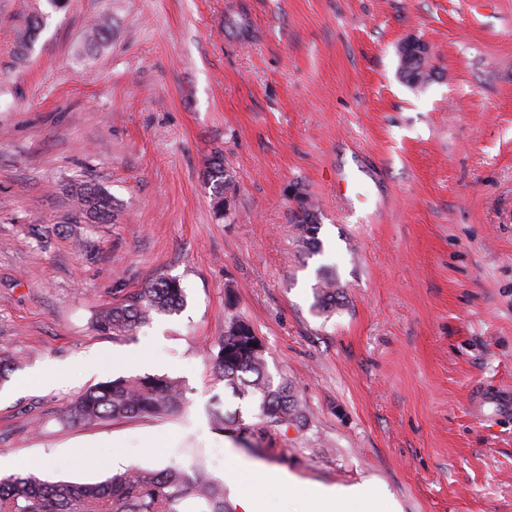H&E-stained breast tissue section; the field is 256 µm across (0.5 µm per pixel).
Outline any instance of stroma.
<instances>
[{
    "label": "stroma",
    "mask_w": 512,
    "mask_h": 512,
    "mask_svg": "<svg viewBox=\"0 0 512 512\" xmlns=\"http://www.w3.org/2000/svg\"><path fill=\"white\" fill-rule=\"evenodd\" d=\"M407 40L439 72L418 89L399 73ZM215 156L238 187L223 216ZM87 179L111 223H75L66 187ZM296 187L318 246L290 221ZM325 271L343 290L329 313L313 307ZM163 277L180 311L133 336L97 327ZM232 315L309 426L260 427L257 402L226 398L244 442L212 431ZM135 348L144 373L182 381L187 411L64 424ZM1 351L25 363L0 397L4 475L99 482L199 451L221 479L266 480L253 512H300L273 468L377 479L400 512H512V412L471 408L476 387L512 391V0H0Z\"/></svg>",
    "instance_id": "1"
}]
</instances>
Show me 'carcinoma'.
<instances>
[{
    "label": "carcinoma",
    "mask_w": 512,
    "mask_h": 512,
    "mask_svg": "<svg viewBox=\"0 0 512 512\" xmlns=\"http://www.w3.org/2000/svg\"><path fill=\"white\" fill-rule=\"evenodd\" d=\"M37 13L26 21L18 51L24 52L45 24ZM402 78L412 87L424 86L435 67L429 57L409 58ZM208 180L213 182L214 208L224 212V199L237 193V185L224 168L223 159L208 163ZM75 222L107 224L112 220V198L90 180L69 189ZM298 207L291 210V221L306 242L314 240L316 205L303 192L296 195ZM339 285L333 276L324 277L314 289L318 311L335 309ZM184 288L177 278H161L117 306L102 310L99 324L119 336H132L152 316L178 311L184 304ZM213 372L233 397L258 402L257 417L262 424L304 425L308 413L286 383L274 384L266 370L265 346L252 326L238 316L227 322L224 336L216 343ZM22 366L8 355L0 356V387ZM185 402L181 383L159 375L120 376L99 382L71 401L61 417L68 424H91L146 416L164 417L181 410ZM213 429L245 430L242 414L211 412ZM0 512H232L224 495V482L214 478L202 457L190 469L170 465L150 470L133 465L100 482H49L28 472L0 475Z\"/></svg>",
    "instance_id": "carcinoma-1"
}]
</instances>
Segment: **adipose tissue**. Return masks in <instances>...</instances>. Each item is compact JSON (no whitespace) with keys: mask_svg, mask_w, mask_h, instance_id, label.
Wrapping results in <instances>:
<instances>
[{"mask_svg":"<svg viewBox=\"0 0 512 512\" xmlns=\"http://www.w3.org/2000/svg\"><path fill=\"white\" fill-rule=\"evenodd\" d=\"M276 480L300 494L305 512H399L371 479L348 487L307 484L283 473Z\"/></svg>","mask_w":512,"mask_h":512,"instance_id":"1","label":"adipose tissue"}]
</instances>
